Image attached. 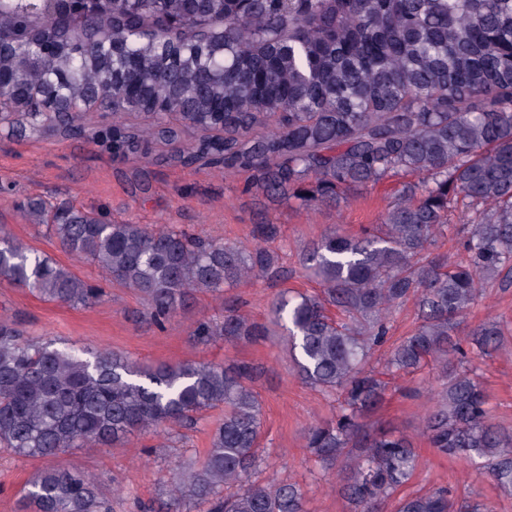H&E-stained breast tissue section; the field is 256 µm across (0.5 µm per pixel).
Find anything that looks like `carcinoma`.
<instances>
[{"label":"carcinoma","mask_w":512,"mask_h":512,"mask_svg":"<svg viewBox=\"0 0 512 512\" xmlns=\"http://www.w3.org/2000/svg\"><path fill=\"white\" fill-rule=\"evenodd\" d=\"M30 0H0V99L18 112L8 135L38 134L56 121L31 97L50 87L64 125L92 121L80 103L102 95L112 124L99 138L116 157L152 141L178 143L184 165L251 172V187L272 202L304 208L339 203L350 189L397 175L406 181L383 223L351 236L333 227L302 252L320 285L311 294H277L272 323L283 327L298 375L336 394L338 411L311 425L305 448L324 468L341 464L339 489L356 512H378L412 475V444L371 432L362 418L383 401L389 381L432 363L442 384L432 393L422 434L442 454L464 456L512 490V434L489 418L477 380L448 369L469 351L488 354L501 336L495 322L457 339L468 309L490 280L512 277V0H141L109 15L90 14L80 28L66 17L46 30L25 24ZM177 17L190 40L174 42L157 20ZM167 100L180 124L150 112ZM127 112L150 119L133 130ZM223 127L224 138L206 131ZM463 202L465 259L450 263L431 247ZM26 216L46 227L76 260L138 292L159 327L198 293L224 301L219 321L201 319L193 335L253 340L270 328L253 321L229 295L251 280L280 276L265 246L275 224H258L254 242H224L165 226L115 222L41 199ZM0 280L41 298L90 306L103 296L91 284L9 238H0ZM413 303L420 323L392 346L375 370L371 356L387 342L392 313ZM222 406L224 420L197 468L172 479L163 512H305L294 485L252 482L262 413L244 367L220 363L136 364L100 350L82 358L51 341L23 339L0 322V447L48 458L66 448L105 447L136 433L168 434ZM23 512H112L98 481L75 467L36 472ZM395 512H493L462 503L444 487L399 499Z\"/></svg>","instance_id":"carcinoma-1"}]
</instances>
